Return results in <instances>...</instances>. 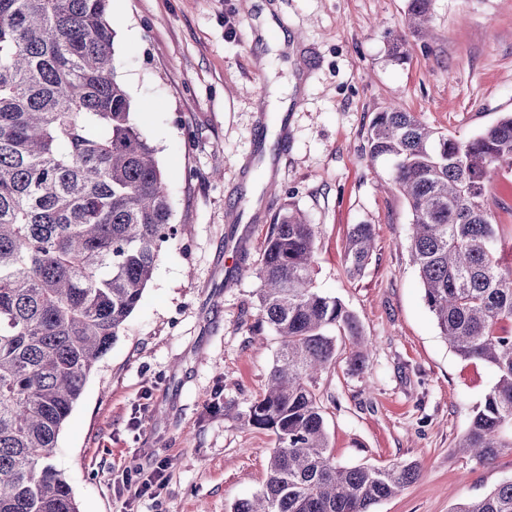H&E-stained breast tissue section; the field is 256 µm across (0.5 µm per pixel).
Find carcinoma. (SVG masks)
I'll return each mask as SVG.
<instances>
[{
	"mask_svg": "<svg viewBox=\"0 0 512 512\" xmlns=\"http://www.w3.org/2000/svg\"><path fill=\"white\" fill-rule=\"evenodd\" d=\"M431 0H409L404 28L428 35ZM109 0H0V512H79L51 463L87 377L138 307L175 236L157 149L118 80ZM371 160L392 162L409 204L411 257L441 336L498 381L454 452L480 464L512 450V269L485 203L491 173L512 169V113L468 139L393 105L372 120ZM317 227L275 216L257 272L258 324L279 349L264 393L224 415L269 429L263 490L232 512H373L414 483V463L346 467L328 453L314 386L336 362L355 370L368 345L358 320L313 287ZM374 232L355 224L346 261L361 273ZM451 512H512V479Z\"/></svg>",
	"mask_w": 512,
	"mask_h": 512,
	"instance_id": "obj_1",
	"label": "carcinoma"
}]
</instances>
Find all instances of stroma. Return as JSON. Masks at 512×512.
<instances>
[{"label": "stroma", "instance_id": "stroma-1", "mask_svg": "<svg viewBox=\"0 0 512 512\" xmlns=\"http://www.w3.org/2000/svg\"><path fill=\"white\" fill-rule=\"evenodd\" d=\"M110 0L119 76L158 151L177 235L139 307L85 382L53 463L79 512H231L266 480L275 435L226 418L259 397L279 347L254 294L270 226L284 209L319 229L313 285L368 340L366 372L340 340L316 385L342 466L417 462L420 476L375 512H450L512 478V450L480 466L453 448L496 383L440 336L409 253L411 213L367 131L399 104L431 128L472 137L512 112V0H432L429 38L406 37L408 0ZM287 50H278L279 40ZM221 177H213L214 167ZM512 225V171L487 186ZM377 249L345 260L353 225ZM165 483L130 498L128 468ZM374 232L369 224L353 225L349 233L346 261L353 274H360L372 257Z\"/></svg>", "mask_w": 512, "mask_h": 512}]
</instances>
